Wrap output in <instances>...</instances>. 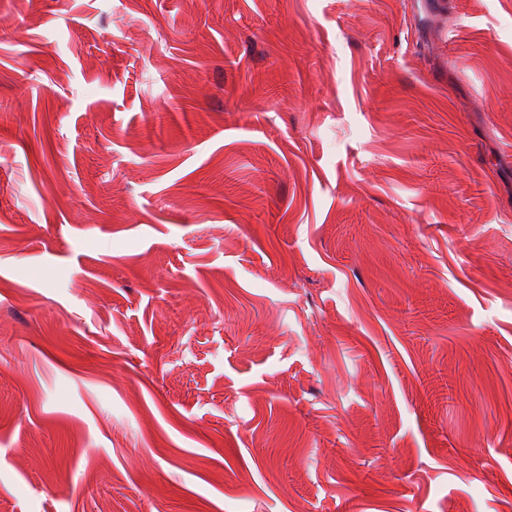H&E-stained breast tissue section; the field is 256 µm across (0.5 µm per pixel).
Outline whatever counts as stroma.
Returning a JSON list of instances; mask_svg holds the SVG:
<instances>
[{
    "label": "stroma",
    "mask_w": 512,
    "mask_h": 512,
    "mask_svg": "<svg viewBox=\"0 0 512 512\" xmlns=\"http://www.w3.org/2000/svg\"><path fill=\"white\" fill-rule=\"evenodd\" d=\"M0 0V512H512V0Z\"/></svg>",
    "instance_id": "stroma-1"
}]
</instances>
